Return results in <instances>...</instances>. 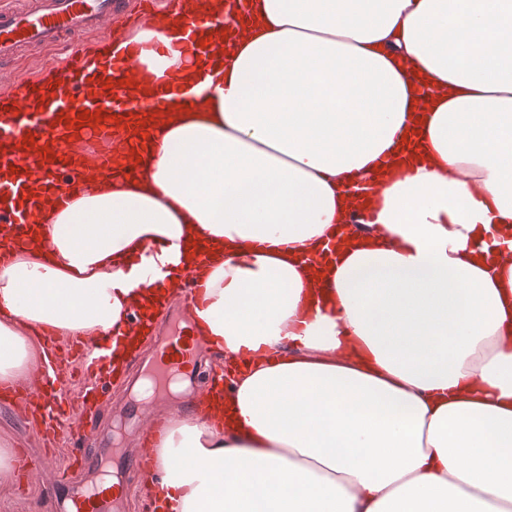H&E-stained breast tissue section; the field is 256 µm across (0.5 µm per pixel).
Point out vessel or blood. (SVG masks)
I'll return each instance as SVG.
<instances>
[{
	"label": "vessel or blood",
	"mask_w": 512,
	"mask_h": 512,
	"mask_svg": "<svg viewBox=\"0 0 512 512\" xmlns=\"http://www.w3.org/2000/svg\"><path fill=\"white\" fill-rule=\"evenodd\" d=\"M178 14L183 19L181 46L187 57L201 51L196 38V19L205 11L206 0H178ZM119 9L116 0H40L29 12L0 11V60L15 58L23 43L50 46L62 41H80L82 36L98 26L102 19L112 17ZM136 69L132 56L115 57L102 63L91 62L80 51H72L55 65L57 84L43 96L39 106H22L0 111V143L20 146V153L0 159V164L18 168L16 178L0 180V198L11 199L10 206H0V226L6 229L31 225L33 218L28 199L31 183L24 171L38 169L45 192L53 202H63L86 187L84 175L97 158L88 151L93 142H111L118 131L116 115L138 106L148 109L161 107L164 98L156 96L144 104L127 98L123 89H114L107 95H93L85 91L83 79L95 72L104 74L110 81L124 79ZM100 113V120H93V113ZM84 116V123H77V116ZM200 331L191 335H167L158 343L153 365L158 378H165L174 371L188 370L201 340ZM48 349V360L39 369L33 381L21 382L11 388L21 403V416L36 415L48 448L41 459L42 466L64 474L72 466V459L59 456L63 441L90 440L91 433L80 417L71 411L73 401H87L101 386L99 368L102 357L92 343L73 337L66 349H59L53 333L43 335ZM79 363L84 377L76 395H69L63 387L62 375L71 363ZM129 486H122L119 494L90 486L66 494L73 512H119Z\"/></svg>",
	"instance_id": "obj_1"
}]
</instances>
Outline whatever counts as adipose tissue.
Returning <instances> with one entry per match:
<instances>
[{
    "label": "adipose tissue",
    "mask_w": 512,
    "mask_h": 512,
    "mask_svg": "<svg viewBox=\"0 0 512 512\" xmlns=\"http://www.w3.org/2000/svg\"><path fill=\"white\" fill-rule=\"evenodd\" d=\"M196 35L189 66L150 21L93 46L166 102L137 175L0 241V384L44 329L121 369L202 243L194 321L237 376L144 416L156 512H512V0H207Z\"/></svg>",
    "instance_id": "1"
}]
</instances>
